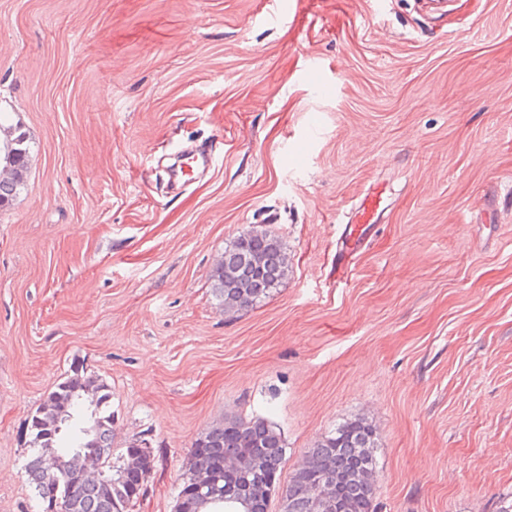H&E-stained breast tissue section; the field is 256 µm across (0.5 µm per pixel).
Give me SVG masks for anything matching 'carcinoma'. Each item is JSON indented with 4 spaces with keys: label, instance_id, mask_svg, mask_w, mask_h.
<instances>
[{
    "label": "carcinoma",
    "instance_id": "1",
    "mask_svg": "<svg viewBox=\"0 0 512 512\" xmlns=\"http://www.w3.org/2000/svg\"><path fill=\"white\" fill-rule=\"evenodd\" d=\"M0 165H7L6 142L23 140L17 172L0 177V208L10 205L24 185L29 161L28 137L18 126L0 123ZM288 275V256L281 241L266 231L250 230L224 248L211 275L212 292L224 313L234 314L263 303ZM111 388L77 369L56 385L30 416V452L25 474L37 502L53 483L67 512H128L130 489L152 470L155 457L141 445H129L113 457ZM100 451L94 460L75 457L88 434ZM375 431L362 418L336 427L309 449L283 489V512H309V502L325 478L333 484L335 512H375ZM286 444L265 419L226 417L195 440L183 462L176 512H237L232 499L249 482L280 487ZM227 457L244 458L257 467L250 479L224 474Z\"/></svg>",
    "mask_w": 512,
    "mask_h": 512
}]
</instances>
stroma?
I'll use <instances>...</instances> for the list:
<instances>
[{
	"mask_svg": "<svg viewBox=\"0 0 512 512\" xmlns=\"http://www.w3.org/2000/svg\"><path fill=\"white\" fill-rule=\"evenodd\" d=\"M260 2L0 0V123L30 145L0 210V512H37L27 421L76 367L112 388L115 452L155 456L128 512H174L233 416L279 428L285 480L367 418L376 512L512 496V0ZM190 145L210 167L170 181ZM261 229L290 272L225 314L212 271ZM382 202V196L376 189L368 191L365 196L356 204L354 210L358 217L354 224H373L374 216H379L378 212Z\"/></svg>",
	"mask_w": 512,
	"mask_h": 512,
	"instance_id": "obj_1",
	"label": "stroma"
}]
</instances>
